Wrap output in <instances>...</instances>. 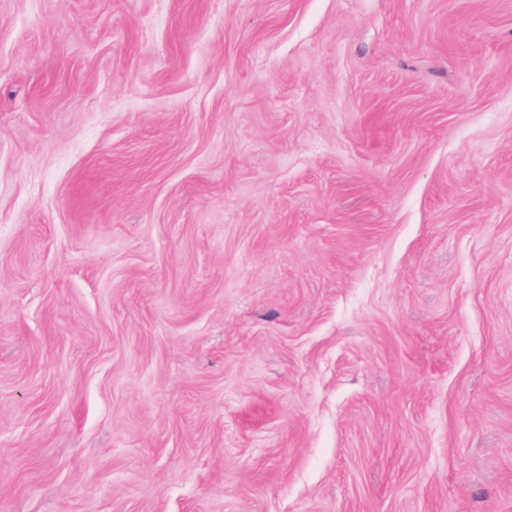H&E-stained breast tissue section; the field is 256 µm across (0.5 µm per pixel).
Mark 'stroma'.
I'll list each match as a JSON object with an SVG mask.
<instances>
[{"label": "stroma", "mask_w": 512, "mask_h": 512, "mask_svg": "<svg viewBox=\"0 0 512 512\" xmlns=\"http://www.w3.org/2000/svg\"><path fill=\"white\" fill-rule=\"evenodd\" d=\"M0 512H512V0H0Z\"/></svg>", "instance_id": "35a3bbf8"}]
</instances>
